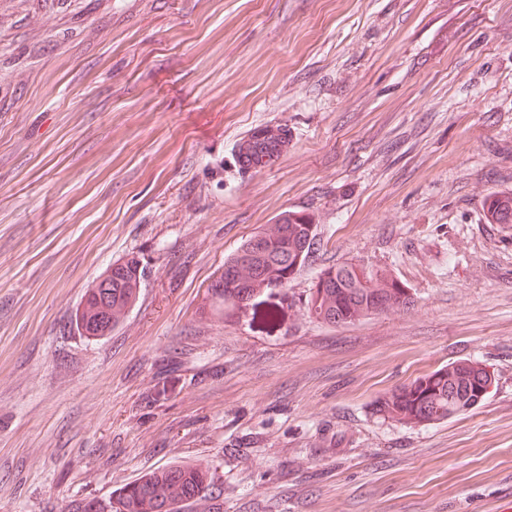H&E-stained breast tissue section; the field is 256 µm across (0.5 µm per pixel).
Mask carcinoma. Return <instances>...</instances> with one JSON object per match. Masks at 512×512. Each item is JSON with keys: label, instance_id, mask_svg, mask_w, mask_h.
Instances as JSON below:
<instances>
[{"label": "carcinoma", "instance_id": "1", "mask_svg": "<svg viewBox=\"0 0 512 512\" xmlns=\"http://www.w3.org/2000/svg\"><path fill=\"white\" fill-rule=\"evenodd\" d=\"M288 138V129L262 128L238 145L237 159L251 151L265 161L274 158ZM487 223L512 230V190L486 196L482 202ZM316 244L312 218L298 212L278 216L270 228L246 238L224 260L205 286L203 312L213 315L250 312L252 319L271 328L283 320L284 309L270 304L263 309L252 300L270 288L285 287L306 263ZM139 261L112 263L86 289L71 315L79 335L99 340L111 335L123 314L140 295ZM412 295L398 280L383 272L346 263L325 269L308 301V310L327 324H351L365 317L406 308ZM495 384L487 366L459 360L423 377L397 386L379 397L376 413L404 424L441 423L479 406ZM223 496L209 470L189 463L156 469L125 484L107 503L78 502L69 512H180L200 498Z\"/></svg>", "mask_w": 512, "mask_h": 512}]
</instances>
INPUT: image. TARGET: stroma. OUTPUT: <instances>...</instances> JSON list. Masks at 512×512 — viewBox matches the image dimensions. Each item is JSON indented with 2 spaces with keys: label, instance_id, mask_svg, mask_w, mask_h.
Instances as JSON below:
<instances>
[{
  "label": "stroma",
  "instance_id": "1",
  "mask_svg": "<svg viewBox=\"0 0 512 512\" xmlns=\"http://www.w3.org/2000/svg\"><path fill=\"white\" fill-rule=\"evenodd\" d=\"M288 143L242 170L259 127ZM512 0H0V512H63L183 462L221 512H496L512 500ZM312 216L273 329L200 315L257 227ZM137 302L70 315L112 262ZM349 262L407 308L316 320ZM471 359L496 385L442 423L376 400ZM166 397H158L159 388ZM487 223L502 224L512 230V190H503L486 196L482 202ZM141 274L139 261L135 258L113 262L107 267L86 288L71 315L78 334L87 340H99L111 335L123 314L139 298Z\"/></svg>",
  "mask_w": 512,
  "mask_h": 512
}]
</instances>
